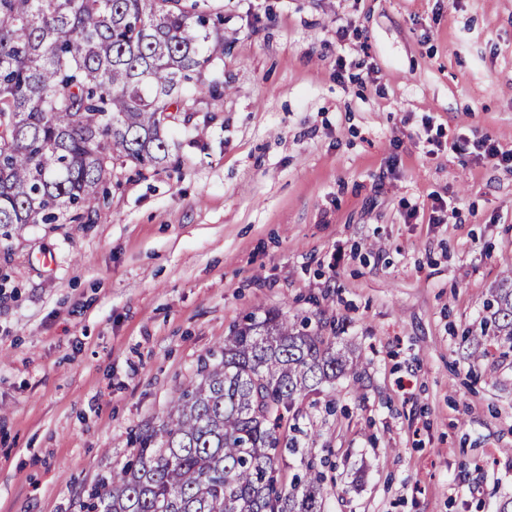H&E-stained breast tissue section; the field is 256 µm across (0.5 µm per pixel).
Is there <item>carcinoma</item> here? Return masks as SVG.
I'll return each instance as SVG.
<instances>
[{
  "instance_id": "cac0c4a2",
  "label": "carcinoma",
  "mask_w": 512,
  "mask_h": 512,
  "mask_svg": "<svg viewBox=\"0 0 512 512\" xmlns=\"http://www.w3.org/2000/svg\"><path fill=\"white\" fill-rule=\"evenodd\" d=\"M224 32L180 0H0V227L90 222L116 157H169L158 113L194 112ZM512 340V271L486 302ZM356 364L321 327L248 315L201 359L132 459L82 489L80 512H324L296 402ZM300 471L285 479L286 454Z\"/></svg>"
}]
</instances>
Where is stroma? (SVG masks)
<instances>
[{
  "label": "stroma",
  "mask_w": 512,
  "mask_h": 512,
  "mask_svg": "<svg viewBox=\"0 0 512 512\" xmlns=\"http://www.w3.org/2000/svg\"><path fill=\"white\" fill-rule=\"evenodd\" d=\"M216 93L92 224L0 235V512L78 495L249 312L338 324L356 376L299 402L325 512L512 501V0H182ZM347 27L337 40V27ZM345 59L337 73V59ZM490 311V328L496 336L512 340V271L502 276L486 302Z\"/></svg>",
  "instance_id": "obj_1"
}]
</instances>
